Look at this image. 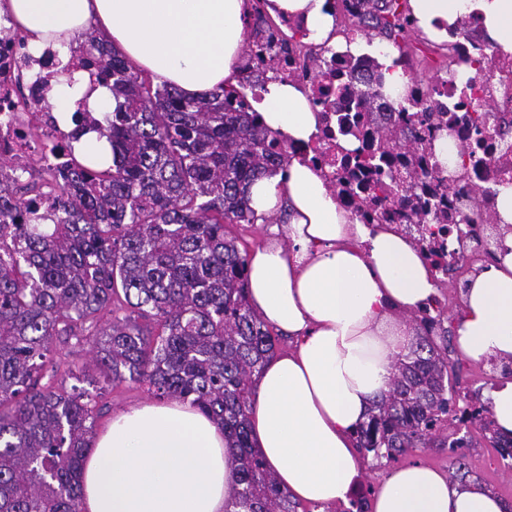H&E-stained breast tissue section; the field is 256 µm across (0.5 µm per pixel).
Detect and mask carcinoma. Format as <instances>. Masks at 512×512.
I'll list each match as a JSON object with an SVG mask.
<instances>
[{"instance_id":"carcinoma-1","label":"carcinoma","mask_w":512,"mask_h":512,"mask_svg":"<svg viewBox=\"0 0 512 512\" xmlns=\"http://www.w3.org/2000/svg\"><path fill=\"white\" fill-rule=\"evenodd\" d=\"M366 27L400 46L414 26L409 0H366ZM81 66L112 89L105 116L72 115V140L107 138L105 168L71 155L50 176L60 184L45 224L25 198L0 203V512H82L81 473L98 420L110 412L96 389L66 387L56 349H89L111 386L146 384L224 427L240 512H299L255 448L248 417L254 378L277 338L247 298V252L227 224H254L247 187L287 168L266 152L275 132L232 108L237 90L188 99L132 67L94 30ZM151 321L142 325L139 319ZM442 308L419 311L394 364L390 390L354 433L355 447L395 461L414 448H446L455 476L469 470L462 426L486 414L489 441L512 462V440L493 429L490 402L459 398L453 334ZM458 421L439 434L442 421Z\"/></svg>"}]
</instances>
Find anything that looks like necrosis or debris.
Here are the masks:
<instances>
[{
  "mask_svg": "<svg viewBox=\"0 0 512 512\" xmlns=\"http://www.w3.org/2000/svg\"><path fill=\"white\" fill-rule=\"evenodd\" d=\"M365 0H343L335 16L342 32L337 43L323 45L318 62L305 52L304 34L296 21L256 23V34L239 67L247 101L260 87V74L300 85L318 115L310 144L298 149L286 139L272 142L273 152L302 154L320 170L339 201L359 222L394 225L411 238L437 274V288L448 284V271L461 267L468 250L462 232L469 226L456 192L473 187L471 210L496 217L497 188L512 184V53L502 51L476 14L459 16L448 27L446 64L425 52L426 76L406 68L408 78L399 99L378 98L377 110L360 105L358 86L374 82L370 53L361 47L359 22ZM0 158L13 162L0 174V197L18 193V179L66 160L67 145L51 107L31 110L45 95L50 52L33 57L27 36L0 22ZM488 110L480 131H473L476 112ZM412 137L408 147L385 146L382 129ZM448 144V161L440 163L436 147ZM385 154L381 171L356 167L357 155Z\"/></svg>",
  "mask_w": 512,
  "mask_h": 512,
  "instance_id": "necrosis-or-debris-1",
  "label": "necrosis or debris"
}]
</instances>
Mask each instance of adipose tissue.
Listing matches in <instances>:
<instances>
[{
	"instance_id": "obj_1",
	"label": "adipose tissue",
	"mask_w": 512,
	"mask_h": 512,
	"mask_svg": "<svg viewBox=\"0 0 512 512\" xmlns=\"http://www.w3.org/2000/svg\"><path fill=\"white\" fill-rule=\"evenodd\" d=\"M419 27L444 40L447 23L474 13L512 52V0H410ZM271 15L296 16L310 40L333 28L329 0H269ZM29 37L32 53L68 58L87 29L135 66L176 85L185 97L237 87L248 0H0ZM52 83L46 101L68 122L86 99L104 115L115 100L87 73ZM254 109L265 125L307 145L317 119L297 85L271 81ZM249 205L259 216L287 204L286 242L248 258V297L261 319L288 333L293 348L272 358L249 414L254 444L277 482L312 505L348 502L361 472L352 435L389 389L393 364L412 328L400 318L432 300L431 272L401 234L354 219L301 156L286 175L254 182ZM507 255L478 266L462 290L456 322L461 353L481 363L512 364V185L498 189ZM236 451L224 431L189 403L145 402L115 415L92 444L83 472V512H235ZM372 512H512V499L474 482L451 480L421 463L394 469L372 499Z\"/></svg>"
}]
</instances>
